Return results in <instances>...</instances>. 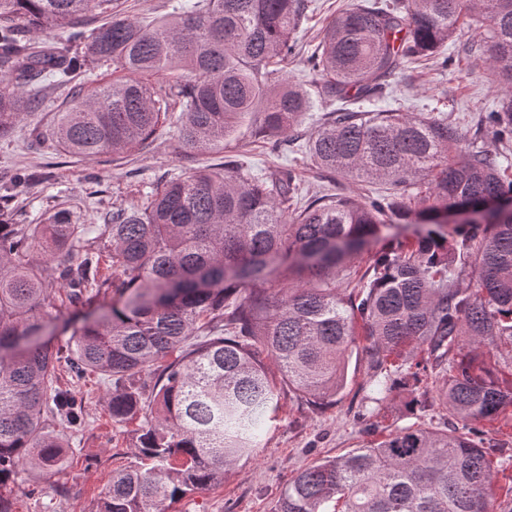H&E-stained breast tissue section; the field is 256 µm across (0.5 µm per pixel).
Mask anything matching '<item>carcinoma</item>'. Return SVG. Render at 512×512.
<instances>
[{
	"label": "carcinoma",
	"instance_id": "1",
	"mask_svg": "<svg viewBox=\"0 0 512 512\" xmlns=\"http://www.w3.org/2000/svg\"><path fill=\"white\" fill-rule=\"evenodd\" d=\"M308 0H196L144 23L119 0H0V139L38 107L48 80L67 100L47 146L95 158L147 145L178 102L180 143L224 146L246 114L276 153L310 109L309 93L272 81L297 46ZM484 27L495 79L512 86V0H358L308 57L314 94L336 108L308 141L320 174L379 181L393 197H307L291 168L263 175L226 161L173 177L107 223L56 211L19 224L0 196V487L21 472L58 473L59 427L84 424L82 400L58 384L99 372L112 419L141 418L147 460L113 472L99 512H166V503L224 481L257 448L278 385L316 402L346 387L353 353L436 399L466 432L404 427L305 467L275 512H506L493 452L468 435L512 428V215L483 225L438 222L448 210L512 201V176L442 114L373 110L405 61ZM66 37L35 45L28 34ZM136 78L93 89L95 63ZM181 72L167 88L148 77ZM479 126L512 145V94ZM400 223L426 227L371 254L347 294L336 269ZM108 272L101 273L103 257ZM472 274L464 288L454 279ZM103 314L73 334L69 353L44 340L58 289ZM280 373L275 380L269 363Z\"/></svg>",
	"mask_w": 512,
	"mask_h": 512
}]
</instances>
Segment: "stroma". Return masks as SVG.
<instances>
[{
	"label": "stroma",
	"instance_id": "1",
	"mask_svg": "<svg viewBox=\"0 0 512 512\" xmlns=\"http://www.w3.org/2000/svg\"><path fill=\"white\" fill-rule=\"evenodd\" d=\"M354 0H309L297 34L298 46L284 67L286 81L305 84L310 79L307 58L325 24ZM485 32L476 24L460 28L448 44V62L430 59L406 62L390 79L391 92L404 111L445 112L467 132H474L482 113L493 111L503 96L486 60ZM65 93L55 86L44 90L36 112L22 119L18 133L0 140V196L11 194L12 207L28 223L40 224L60 208H70L79 223L101 224L112 209L140 203L141 192L173 176L225 159L247 162L255 171L277 164L293 167L307 196L321 194L325 183L313 158L306 153L280 157L269 153L255 131L254 117H246L222 150H189L179 142L175 124L162 127L139 151L106 154L93 159L50 154L44 138L63 104ZM23 168L37 176L36 185L7 189L4 176ZM97 308L76 310L53 302L44 319L53 343L66 345L85 318ZM59 384L74 389L84 404L87 427L68 433L69 464L49 477L20 474L9 486L14 512H97L100 491L114 470L137 462L136 423L114 421L105 403L108 384L103 375L82 379L61 374ZM379 384L370 379L366 361L349 364L347 385L340 399L319 404L288 389L279 391L277 418L265 419L256 453L241 459L223 484L187 494L169 503L168 512H274L276 502L292 476L313 462L346 453L368 438L370 396ZM386 429L421 426L452 428L454 420L440 406L416 405L407 392H393L384 400Z\"/></svg>",
	"mask_w": 512,
	"mask_h": 512
}]
</instances>
